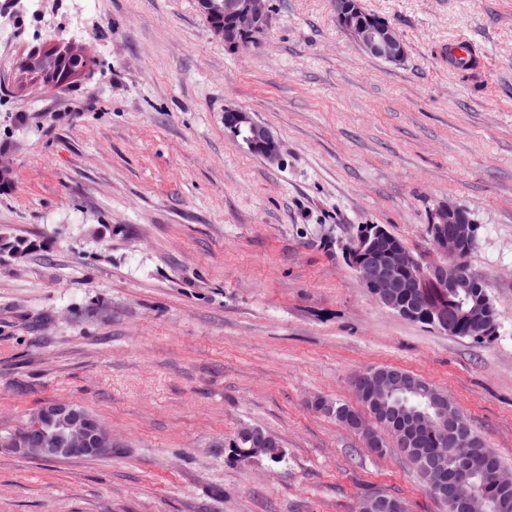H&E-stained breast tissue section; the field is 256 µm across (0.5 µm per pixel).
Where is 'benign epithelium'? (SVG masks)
Wrapping results in <instances>:
<instances>
[{
    "mask_svg": "<svg viewBox=\"0 0 512 512\" xmlns=\"http://www.w3.org/2000/svg\"><path fill=\"white\" fill-rule=\"evenodd\" d=\"M269 0H224V27L214 30L224 46L239 53L253 44L269 25ZM336 22L369 55L389 63L404 59L405 49L395 29L386 21L370 19L361 0H336ZM232 117L229 130L241 138L252 152L270 164L280 161L279 144L271 130L255 121L247 112L227 107ZM429 239L439 259L424 264L400 239L381 226L366 225L346 248L348 259L360 281L383 308L400 311L405 319L426 321L446 332L455 319V311L441 304H432L422 287L430 283L438 290L457 287L456 269L477 241L476 225L467 209L450 203L432 212ZM405 290L414 303L399 307L396 289ZM391 378L370 368L354 381L356 394L369 399L379 410L390 413L384 398L393 390ZM435 426H455V409L436 404ZM58 418L65 422L62 442H57L42 428V420ZM1 447L17 448L42 459L97 457L112 452V432L103 423L91 422L82 407L53 403L42 407L35 420L13 439L1 440ZM471 466L448 473L443 460L433 465V494L441 501L457 494L470 476Z\"/></svg>",
    "mask_w": 512,
    "mask_h": 512,
    "instance_id": "7a95c632",
    "label": "benign epithelium"
}]
</instances>
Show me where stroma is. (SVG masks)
<instances>
[{
  "label": "stroma",
  "instance_id": "1",
  "mask_svg": "<svg viewBox=\"0 0 512 512\" xmlns=\"http://www.w3.org/2000/svg\"><path fill=\"white\" fill-rule=\"evenodd\" d=\"M400 35L387 63L336 23L335 0H270L228 51L197 0H39L50 29L0 35V435L69 402L111 454L0 448V512H357L370 493L444 512L395 445L376 453L318 400L358 406L390 365L448 392L512 468V0H362ZM96 63L36 91L15 68L46 44ZM468 44L472 69L448 60ZM268 126L267 163L224 124ZM453 201L497 313L476 342L379 307L344 247L386 226L424 262ZM245 425L282 462L230 460ZM33 248L34 244L27 239L6 234L0 236V255L5 253L18 259L29 254Z\"/></svg>",
  "mask_w": 512,
  "mask_h": 512
}]
</instances>
